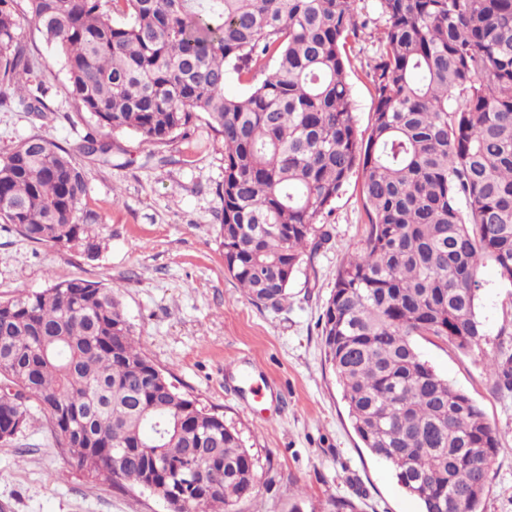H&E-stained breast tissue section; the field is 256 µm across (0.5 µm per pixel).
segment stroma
<instances>
[{"mask_svg": "<svg viewBox=\"0 0 512 512\" xmlns=\"http://www.w3.org/2000/svg\"><path fill=\"white\" fill-rule=\"evenodd\" d=\"M369 18L349 48L348 82L360 139L370 133L373 43L385 20L378 0H356ZM21 34L38 59L37 80L52 113L26 111L0 90V155L40 133L75 150L89 131L67 94L60 57L33 23ZM109 164L82 158L83 208L100 244L90 255L77 245L34 244L0 224V300L38 292L52 282L116 283L134 339L180 393L219 409L259 459L260 484L235 512H333L337 498L357 512H420L391 467L363 448L340 388L324 361L321 316L336 269L367 232L361 172H354L325 223L330 239L302 263L281 309L254 305L224 270L216 241L224 179V146L205 125L191 144L151 153L130 132L113 136ZM477 312L484 335L459 349L432 336L417 338L420 355L465 392L500 436L490 463L482 512H512V383L490 374L488 357L512 355V282L492 261L480 277ZM0 512H168L140 488L116 489L70 468L47 427L37 425L0 449Z\"/></svg>", "mask_w": 512, "mask_h": 512, "instance_id": "obj_1", "label": "stroma"}]
</instances>
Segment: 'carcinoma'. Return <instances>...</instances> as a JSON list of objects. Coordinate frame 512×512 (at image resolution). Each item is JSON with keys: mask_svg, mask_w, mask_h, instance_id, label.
Segmentation results:
<instances>
[{"mask_svg": "<svg viewBox=\"0 0 512 512\" xmlns=\"http://www.w3.org/2000/svg\"><path fill=\"white\" fill-rule=\"evenodd\" d=\"M354 2L0 0V88L51 111L31 88L23 13L98 127L80 154L108 164L113 133L155 148L204 123L224 145V270L264 308L288 299L362 168L368 231L321 317L325 362L363 447L422 512H478L499 435L415 338L478 343L484 259L512 282V0H379L364 143L347 82L346 47L366 28ZM231 74L246 92L225 91ZM86 193L82 164L42 134L0 155V222L29 242L96 253ZM40 417L70 465L118 488L150 477L170 512H232L257 491L241 432L142 353L112 286L74 279L0 302V447ZM191 467L208 482L182 497Z\"/></svg>", "mask_w": 512, "mask_h": 512, "instance_id": "carcinoma-1", "label": "carcinoma"}]
</instances>
